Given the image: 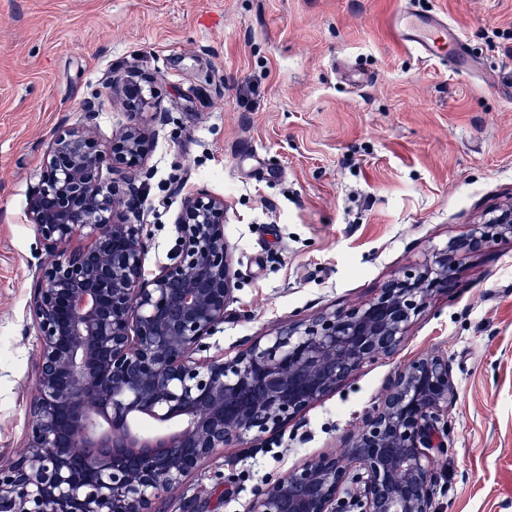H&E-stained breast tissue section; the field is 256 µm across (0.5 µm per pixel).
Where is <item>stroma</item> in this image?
I'll list each match as a JSON object with an SVG mask.
<instances>
[{
    "label": "stroma",
    "instance_id": "1",
    "mask_svg": "<svg viewBox=\"0 0 512 512\" xmlns=\"http://www.w3.org/2000/svg\"><path fill=\"white\" fill-rule=\"evenodd\" d=\"M435 10L468 76L400 44L393 14ZM168 113L143 177L146 276L170 263L185 196L223 197L236 273L208 355L372 298L512 200V0H0V465L36 391L28 306L46 254L26 216L47 142L112 76ZM399 351L366 363L268 447L228 448L157 512H249L263 482L337 449L388 379L433 350L458 390L436 500L512 512V239L470 255Z\"/></svg>",
    "mask_w": 512,
    "mask_h": 512
}]
</instances>
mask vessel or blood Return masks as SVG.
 <instances>
[{"label": "vessel or blood", "mask_w": 512, "mask_h": 512, "mask_svg": "<svg viewBox=\"0 0 512 512\" xmlns=\"http://www.w3.org/2000/svg\"><path fill=\"white\" fill-rule=\"evenodd\" d=\"M399 41L426 59H448L455 73L469 70L470 55L460 32L440 14H420L411 8L400 10L392 21Z\"/></svg>", "instance_id": "obj_1"}]
</instances>
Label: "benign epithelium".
Listing matches in <instances>:
<instances>
[{"instance_id":"1","label":"benign epithelium","mask_w":512,"mask_h":512,"mask_svg":"<svg viewBox=\"0 0 512 512\" xmlns=\"http://www.w3.org/2000/svg\"><path fill=\"white\" fill-rule=\"evenodd\" d=\"M124 98L103 142L94 120ZM150 102L119 76L83 100L85 125L47 145L27 216L49 259L29 305L40 353L22 454L0 468V512H156L155 502L229 446L256 450L364 364L395 352L468 255L512 237V204L388 280L368 301L279 323L232 358L204 356L231 300L224 199L184 198L173 262L144 273L142 184ZM457 387L448 355L400 368L343 434L344 452L265 483L251 512H438L433 452L448 447ZM173 422L147 432L137 422Z\"/></svg>"}]
</instances>
